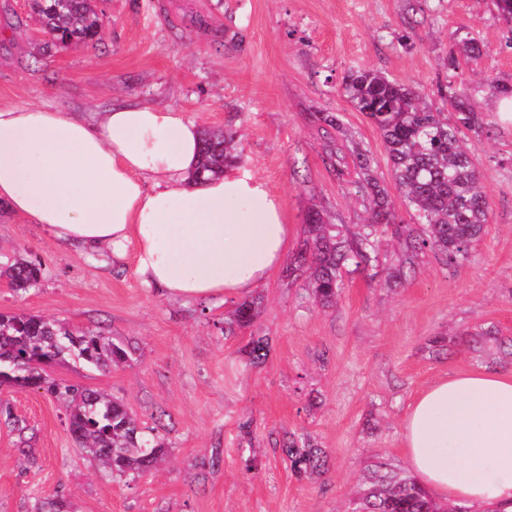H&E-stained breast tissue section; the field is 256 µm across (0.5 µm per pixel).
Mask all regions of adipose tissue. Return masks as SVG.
<instances>
[{"instance_id":"1","label":"adipose tissue","mask_w":512,"mask_h":512,"mask_svg":"<svg viewBox=\"0 0 512 512\" xmlns=\"http://www.w3.org/2000/svg\"><path fill=\"white\" fill-rule=\"evenodd\" d=\"M201 129L127 99L100 118L0 106V202L57 245L132 257L142 284L227 300L265 283L291 234L278 196L247 172L194 181ZM415 480L435 499L512 512V373L443 377L402 422Z\"/></svg>"}]
</instances>
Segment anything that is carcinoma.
Segmentation results:
<instances>
[{
	"label": "carcinoma",
	"instance_id": "cac0c4a2",
	"mask_svg": "<svg viewBox=\"0 0 512 512\" xmlns=\"http://www.w3.org/2000/svg\"><path fill=\"white\" fill-rule=\"evenodd\" d=\"M31 12L53 41L89 44L101 30L98 0H30ZM459 52L446 56L448 68L457 71L478 65L483 56L479 41L467 27L460 28ZM486 87L512 101V85L483 71ZM342 93L364 113L382 136L395 185L415 219L403 224L393 208L386 185L373 170V159L359 145L351 148L353 163L364 175L371 199V217L356 231H342L317 209L308 210L303 241L295 263L308 266L311 290L326 304L342 288L341 271L380 265L378 236L391 233L404 242L405 263L430 251L448 265L467 260L489 222V207L480 186V174L462 145L464 131L484 129L475 105L452 87L439 88V97L452 108V116L432 110L420 90L374 70L351 71ZM238 155L230 134L212 133L202 139L197 181L224 174ZM42 275L41 266L17 260L0 270V279L13 291L25 293ZM257 316L252 302H242L224 320V335L251 325ZM249 355L259 361L268 355L264 336L248 343ZM130 352L108 336L73 329L57 320L27 313H0V389L38 387L62 403L67 425L81 452L104 475L134 482L151 471L166 452L165 444L149 436L123 401L97 391L63 385L47 378V368L73 362L87 369L106 370L127 362ZM291 468L306 474L321 467L325 452L295 438L284 444ZM367 489L350 512H467L445 509L410 476L372 466L365 477ZM72 503L51 495L39 512H71Z\"/></svg>",
	"mask_w": 512,
	"mask_h": 512
}]
</instances>
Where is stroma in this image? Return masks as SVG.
<instances>
[{"label": "stroma", "instance_id": "35a3bbf8", "mask_svg": "<svg viewBox=\"0 0 512 512\" xmlns=\"http://www.w3.org/2000/svg\"><path fill=\"white\" fill-rule=\"evenodd\" d=\"M101 8V41L63 46L30 18L27 0H0V105L93 116L135 98L233 134L238 168L281 199L293 255L310 207L348 230L369 217L357 170L337 175L330 145L353 140L393 182L379 131L342 93L346 73L378 70L433 102L437 81L448 80L498 126L491 137L463 136L490 220L467 261L449 266L428 252L395 283L384 270L398 265L402 246L383 237V267L343 272L330 305L315 300L307 276L280 265L249 294L255 322L228 336L234 301L165 297L141 284L131 260L100 266L0 204V264L25 258L43 270L26 294L0 287V311L128 345L132 359L109 370L70 363L48 375L123 400L168 448L135 484L113 482L83 457L58 402L35 387L2 391L0 512H34L52 493L77 512H347L370 465L409 473L402 421L421 390L455 373L512 372V357L474 352L467 338L487 326L512 337V122L480 75L441 64L467 26L485 64L512 84V30L493 0H103ZM320 112L339 114L340 129L319 122ZM257 335L272 346L260 365L247 353ZM7 409L24 434L6 424ZM291 433L326 451L320 471L291 469L280 448Z\"/></svg>", "mask_w": 512, "mask_h": 512}]
</instances>
